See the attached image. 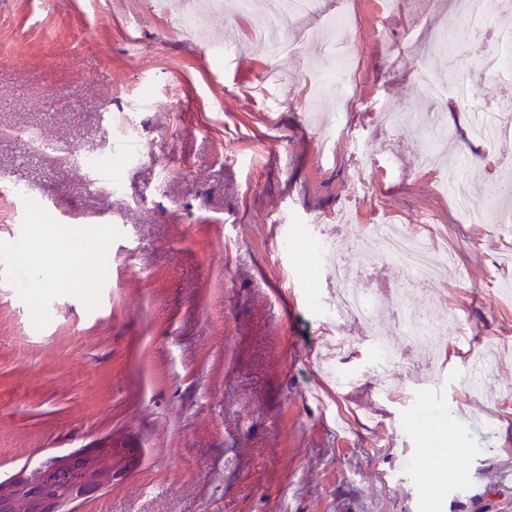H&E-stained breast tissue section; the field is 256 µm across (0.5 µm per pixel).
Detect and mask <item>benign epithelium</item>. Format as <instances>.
<instances>
[{
	"instance_id": "1",
	"label": "benign epithelium",
	"mask_w": 512,
	"mask_h": 512,
	"mask_svg": "<svg viewBox=\"0 0 512 512\" xmlns=\"http://www.w3.org/2000/svg\"><path fill=\"white\" fill-rule=\"evenodd\" d=\"M118 466L110 439L48 457L0 480V512H73L74 503L112 485Z\"/></svg>"
}]
</instances>
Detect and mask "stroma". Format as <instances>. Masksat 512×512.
<instances>
[{
	"instance_id": "35a3bbf8",
	"label": "stroma",
	"mask_w": 512,
	"mask_h": 512,
	"mask_svg": "<svg viewBox=\"0 0 512 512\" xmlns=\"http://www.w3.org/2000/svg\"><path fill=\"white\" fill-rule=\"evenodd\" d=\"M180 2L0 0V479L108 437L129 466L74 512H512V358L467 381L489 340L512 345V237L489 210L512 134L470 143L456 102L458 78L479 109L512 81L473 73L466 43L410 60L447 0H323L354 71L309 102L306 68L335 69L319 36L258 57L268 0H219L202 44ZM269 68L287 83L263 87ZM422 77L445 100L417 101ZM418 106L451 111L443 132L379 115ZM127 139L140 154L97 180ZM464 178L485 223L439 190ZM45 219L98 229L90 287L36 288L13 263L46 249ZM384 223L431 237L432 284L375 252ZM337 244L389 310L454 311L434 364L392 328L378 366L371 330L337 318ZM448 442L465 456H436Z\"/></svg>"
}]
</instances>
